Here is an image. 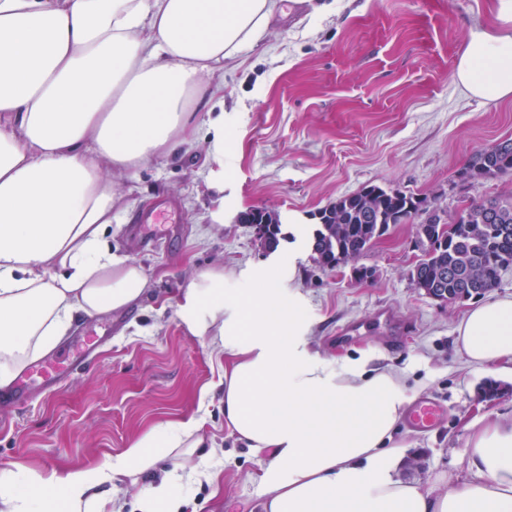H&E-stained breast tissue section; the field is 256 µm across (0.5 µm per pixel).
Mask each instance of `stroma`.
Listing matches in <instances>:
<instances>
[{"label": "stroma", "mask_w": 512, "mask_h": 512, "mask_svg": "<svg viewBox=\"0 0 512 512\" xmlns=\"http://www.w3.org/2000/svg\"><path fill=\"white\" fill-rule=\"evenodd\" d=\"M493 0H281L265 38L216 76L224 97V189H208L204 149L159 160L134 178L114 177L117 211L143 202L177 204L165 227L145 225L133 240L113 226L112 242L153 280L150 298L120 314L82 319L72 344L103 336L90 367L46 387L33 383L25 405L0 404V469L20 466L43 477L104 467L151 426L204 417L218 487L187 489L193 512H247L255 465L224 428V356L192 335L177 303L193 272L224 268V285L272 288L302 297L315 350L327 359L370 353L374 364L406 372L413 401L441 403L429 431L400 424L407 448L403 476L454 485L468 474L469 427L483 416H512V378L465 363L453 344L469 301L446 303L414 288L423 255L413 224H391L363 255L320 265L309 245L318 211L377 185L430 200L451 221L476 200L512 197V174L467 180L476 154L512 141V99H466L453 81L459 52L475 23L488 22ZM224 221L211 223L216 199ZM277 212L283 237L265 250L242 213ZM367 268L359 281L354 272ZM415 328L393 348V322ZM353 322L358 338L337 344ZM500 388L478 397L488 382Z\"/></svg>", "instance_id": "obj_1"}]
</instances>
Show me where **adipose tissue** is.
<instances>
[{
    "instance_id": "ef3b65f1",
    "label": "adipose tissue",
    "mask_w": 512,
    "mask_h": 512,
    "mask_svg": "<svg viewBox=\"0 0 512 512\" xmlns=\"http://www.w3.org/2000/svg\"><path fill=\"white\" fill-rule=\"evenodd\" d=\"M279 0H0V387L74 321L149 296L112 245V177L193 151L190 105L224 63L266 35ZM470 99H512V0L471 28L453 74ZM178 316L224 355V426L252 454L257 512H512V418L473 425L469 475L441 489L401 478L394 434L405 374L313 351L298 298L224 292L196 272ZM468 363L512 369V298L473 305L456 329ZM200 418L168 421L109 468L47 479L0 470V512H124L104 484L137 488L139 512H181L184 486L217 484Z\"/></svg>"
}]
</instances>
